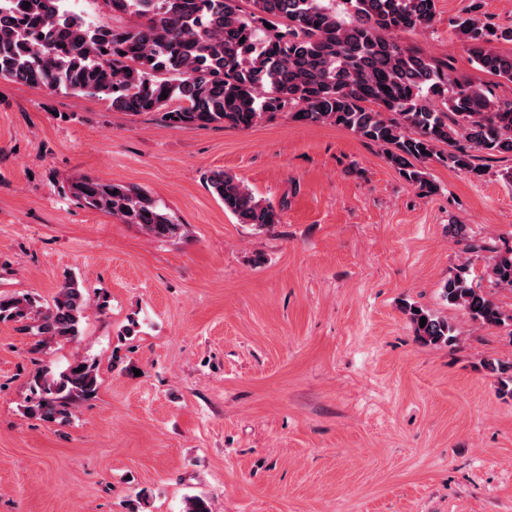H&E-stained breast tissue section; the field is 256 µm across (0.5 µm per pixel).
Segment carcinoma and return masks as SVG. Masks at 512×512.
Listing matches in <instances>:
<instances>
[{"instance_id":"carcinoma-1","label":"carcinoma","mask_w":512,"mask_h":512,"mask_svg":"<svg viewBox=\"0 0 512 512\" xmlns=\"http://www.w3.org/2000/svg\"><path fill=\"white\" fill-rule=\"evenodd\" d=\"M104 2L135 23L96 26L65 0H0V79L98 97L114 112L160 111L164 122L182 129H248L266 114L287 111L298 122L342 126L383 147L389 163L424 194L436 190L421 168L428 160L481 177L483 155L512 157V102L398 40L400 32L431 26L435 0H347L345 19L331 0ZM480 8L477 0L473 15L457 24L459 34L477 69L512 82V54L489 48L512 42V28L483 19ZM207 182L240 223L259 229L280 223V211L235 175L217 170ZM67 191L153 237L179 233L167 207L138 186L85 175ZM453 232L467 252L492 253L487 276L512 291V248L471 244L459 224ZM443 296L481 325L512 320L473 286L466 265L448 277ZM88 304L85 289L70 278L46 307L29 294L0 295V322L22 324L45 347L75 339ZM404 312L423 344L455 341L448 319L412 304ZM484 367L512 395V362L493 359ZM98 387L97 366L87 359L61 371L42 364L27 411L67 422L73 402L93 397Z\"/></svg>"}]
</instances>
